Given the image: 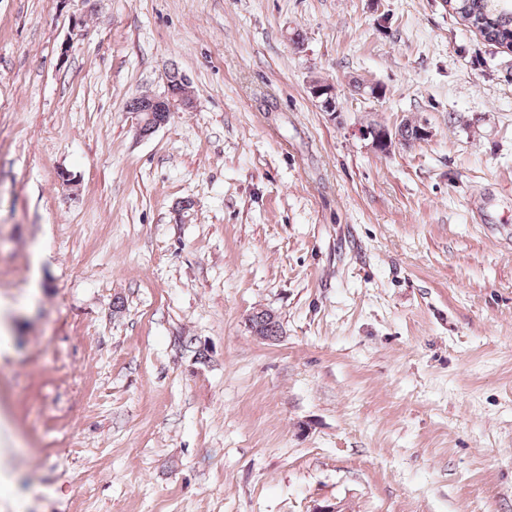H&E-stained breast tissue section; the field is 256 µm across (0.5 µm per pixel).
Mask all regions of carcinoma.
<instances>
[{"label":"carcinoma","mask_w":512,"mask_h":512,"mask_svg":"<svg viewBox=\"0 0 512 512\" xmlns=\"http://www.w3.org/2000/svg\"><path fill=\"white\" fill-rule=\"evenodd\" d=\"M448 6L487 41L512 47V0H451ZM421 129L420 124L405 122L396 132L410 143L422 139ZM250 322L252 333L263 339L273 340L282 334L281 323L270 310L253 312Z\"/></svg>","instance_id":"obj_1"}]
</instances>
